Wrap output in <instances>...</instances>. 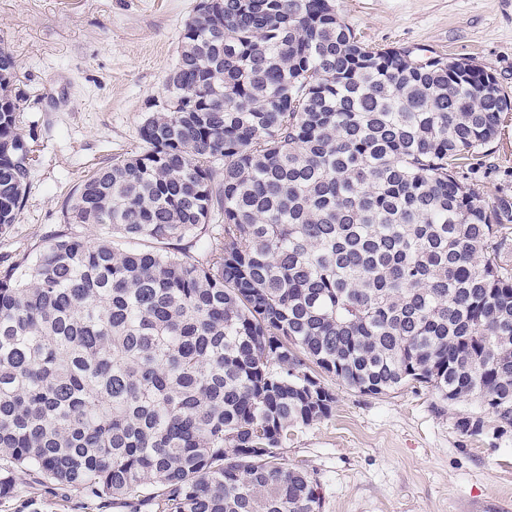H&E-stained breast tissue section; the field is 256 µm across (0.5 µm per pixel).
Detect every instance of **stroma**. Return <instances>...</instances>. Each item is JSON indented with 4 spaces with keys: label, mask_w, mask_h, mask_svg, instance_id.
Returning <instances> with one entry per match:
<instances>
[{
    "label": "stroma",
    "mask_w": 512,
    "mask_h": 512,
    "mask_svg": "<svg viewBox=\"0 0 512 512\" xmlns=\"http://www.w3.org/2000/svg\"><path fill=\"white\" fill-rule=\"evenodd\" d=\"M199 0H0V40L28 97L39 145L28 202L0 235V268L62 228L79 176L125 152L176 58ZM366 42L465 57L512 95V0H337ZM331 416L288 437V465L316 472L322 512H512V436L460 434L456 407L426 389L364 395L335 376ZM123 512L53 486L20 484L0 512Z\"/></svg>",
    "instance_id": "obj_1"
}]
</instances>
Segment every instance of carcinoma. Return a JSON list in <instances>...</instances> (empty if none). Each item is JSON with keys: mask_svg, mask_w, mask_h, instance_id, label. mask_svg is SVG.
Returning <instances> with one entry per match:
<instances>
[{"mask_svg": "<svg viewBox=\"0 0 512 512\" xmlns=\"http://www.w3.org/2000/svg\"><path fill=\"white\" fill-rule=\"evenodd\" d=\"M492 76L372 46L336 0L196 10L136 146L0 269V498L23 474L126 512H322L282 448L332 414L323 373L512 429ZM16 81L0 45L1 233L38 158Z\"/></svg>", "mask_w": 512, "mask_h": 512, "instance_id": "obj_1", "label": "carcinoma"}]
</instances>
